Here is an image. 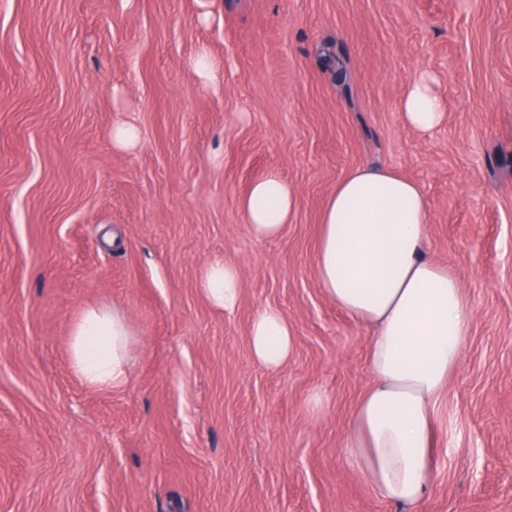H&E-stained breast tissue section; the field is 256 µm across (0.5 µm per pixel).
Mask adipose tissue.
I'll list each match as a JSON object with an SVG mask.
<instances>
[{
  "label": "adipose tissue",
  "mask_w": 512,
  "mask_h": 512,
  "mask_svg": "<svg viewBox=\"0 0 512 512\" xmlns=\"http://www.w3.org/2000/svg\"><path fill=\"white\" fill-rule=\"evenodd\" d=\"M401 112L405 125L422 134L441 124L444 101L428 75L408 84ZM239 207L255 237L272 239L293 219L297 192L272 173L250 186ZM429 242L430 206L420 184L388 168L360 167L327 197L313 257L328 298L370 328L372 383L348 423L347 462L382 499L414 508L431 481L437 404L461 364L474 321L462 277L428 257ZM201 286L213 306L234 310L243 294L242 271L211 261ZM132 334L119 311H82L70 333L69 356L90 389L126 386ZM294 344V327L280 310L267 307L254 315L249 346L258 363L282 368Z\"/></svg>",
  "instance_id": "obj_1"
}]
</instances>
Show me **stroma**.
<instances>
[{"label":"stroma","mask_w":512,"mask_h":512,"mask_svg":"<svg viewBox=\"0 0 512 512\" xmlns=\"http://www.w3.org/2000/svg\"><path fill=\"white\" fill-rule=\"evenodd\" d=\"M422 73L427 135L400 110ZM361 166L421 185L475 312L421 512H512V0H0V512H404L346 463L369 329L313 266ZM272 172L298 205L263 240L238 200ZM216 258L244 272L231 313ZM89 304L133 323L123 390L71 367ZM268 306L295 327L277 371L248 342ZM400 108L405 125L421 134L434 131L441 124L445 112L444 101L426 74L408 84ZM201 286L213 306L232 311L239 305L243 294L241 268L224 260L211 261L202 270Z\"/></svg>","instance_id":"35a3bbf8"}]
</instances>
